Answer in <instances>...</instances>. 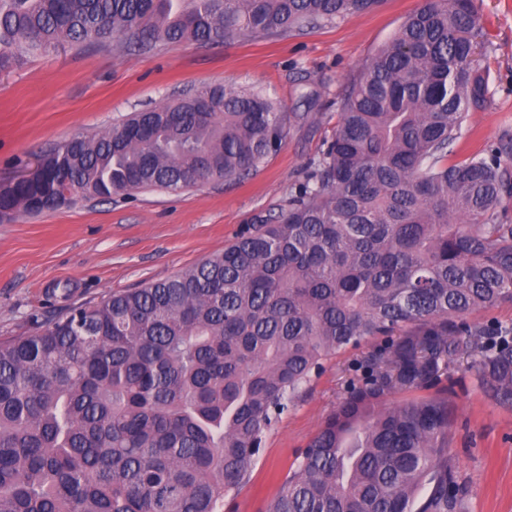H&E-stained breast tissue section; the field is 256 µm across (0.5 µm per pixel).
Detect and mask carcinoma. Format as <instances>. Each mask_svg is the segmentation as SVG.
<instances>
[{
	"label": "carcinoma",
	"mask_w": 512,
	"mask_h": 512,
	"mask_svg": "<svg viewBox=\"0 0 512 512\" xmlns=\"http://www.w3.org/2000/svg\"><path fill=\"white\" fill-rule=\"evenodd\" d=\"M377 3L0 0V72L92 41L284 35ZM479 27L476 0H425L362 65L305 180L223 253L0 343V512H224L325 365L375 337L265 512H463L448 390L386 399L459 362L512 407V325L466 318L512 303V169L494 145L448 162L490 102ZM288 120L254 87H202L61 143L0 208L239 180Z\"/></svg>",
	"instance_id": "obj_1"
}]
</instances>
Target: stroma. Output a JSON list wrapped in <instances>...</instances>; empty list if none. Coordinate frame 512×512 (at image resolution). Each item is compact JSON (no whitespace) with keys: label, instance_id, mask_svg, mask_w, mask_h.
<instances>
[{"label":"stroma","instance_id":"35a3bbf8","mask_svg":"<svg viewBox=\"0 0 512 512\" xmlns=\"http://www.w3.org/2000/svg\"><path fill=\"white\" fill-rule=\"evenodd\" d=\"M424 0H380L368 13L282 37L128 51L125 44L28 56L0 74V183L30 172L53 147L103 132L125 115L206 84L259 87L291 120L281 148L241 181L172 192L140 190L109 200L76 197L38 215L0 220V342L40 331L68 309L110 292L162 281L222 253L302 181L330 139L336 101L362 63L390 41ZM475 64L491 100L470 113L452 146L460 162L489 145H506L512 165V0H477ZM316 90L313 104L302 93ZM358 350L327 366L299 405L268 435L237 512H263L295 452L317 433L355 376ZM456 406L448 457L466 489L464 512H512V410L495 406L464 367L452 369Z\"/></svg>","mask_w":512,"mask_h":512}]
</instances>
